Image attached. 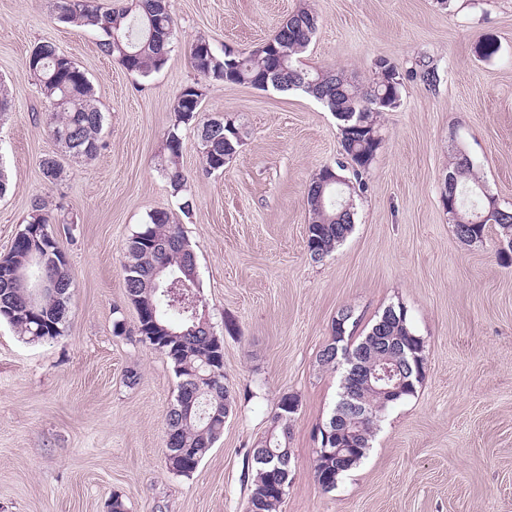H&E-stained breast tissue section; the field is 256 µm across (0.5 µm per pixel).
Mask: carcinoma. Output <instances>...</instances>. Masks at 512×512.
Here are the masks:
<instances>
[{"instance_id":"1","label":"carcinoma","mask_w":512,"mask_h":512,"mask_svg":"<svg viewBox=\"0 0 512 512\" xmlns=\"http://www.w3.org/2000/svg\"><path fill=\"white\" fill-rule=\"evenodd\" d=\"M158 0H136L130 8H103L85 0H57V20L78 27H89L99 36V49L126 70L148 77L161 70L168 61L176 32V20ZM319 16L311 9H302L290 16L277 29L276 46L282 51L283 66L274 74L280 91L301 90L320 101L339 121L340 144L344 160L336 162L339 170L344 161L353 165V175L361 178L372 164L381 143L377 117L397 108L401 101L402 77L390 82L377 77L371 85L359 86L342 72L310 71L299 66V56L305 52L318 27ZM193 68L205 79L217 83L249 84L257 89L270 70L265 54L254 51L231 55L218 53L209 40L199 37L191 46ZM27 72L41 86L52 110L45 113L49 134L65 152L77 159L92 160L101 149L99 134L104 116L94 103V92L84 71L51 42L34 47L27 60ZM203 87L199 83L185 85L175 98L171 112L172 129L168 132L165 174L174 193L186 187L180 167L183 138L180 127L194 125L202 147V170L206 174L224 171V159H232L242 146V138L224 141V123L200 118ZM46 180L61 179L64 168L54 156L41 161ZM328 167L319 170L309 184L306 203L310 214L307 227V249L310 257L320 261L330 255L349 235L354 224V207L350 191H339V185L325 182ZM448 191L455 192L458 216H448L457 239L464 244L485 238L487 226L495 224L500 236H512V210L504 209L488 193L480 189L473 164L463 152L456 154L448 169ZM54 217L41 201L31 207L24 228L15 237L9 252L0 257V318L11 324L19 335L31 342L53 339L63 332L67 323L71 278L68 264L41 267L32 261L25 245L27 234L34 229H48ZM193 249L180 225L173 223L165 210H156L149 222L132 235L126 245L123 265L127 296L134 306H145L156 314L157 326L147 329L137 326L142 340L157 348L174 365L180 379L176 403L167 415V430L172 432L166 448H183L186 454L165 456L167 468L189 477L224 432V420L230 411L232 394L225 382L224 365L214 363L224 353L223 341L202 324L204 309L200 308L198 282H188L183 288L172 282V272L182 266L193 269ZM23 270L33 283L48 278L60 284V291L46 297L38 312L21 317L15 309L27 303L28 294L20 288L7 286L4 273ZM390 306L371 325L358 343L351 342L347 328L357 326L352 317L341 330H335L332 342L319 354L324 367L336 364V347L350 354H359L366 362L384 366L402 363L396 350L380 347V336H390L403 348L418 347L417 338L407 318L394 319ZM420 380L399 398H389L372 389L360 390L371 409L373 419L363 425L358 437V451L341 468H336V456H316L314 474L325 491L336 486L338 477L366 457L379 414L389 406L414 395ZM281 398L275 420L279 434L267 439L265 454L252 452L255 473L250 482L247 512H278L289 485L290 451L287 446L290 425Z\"/></svg>"}]
</instances>
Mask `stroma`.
Returning <instances> with one entry per match:
<instances>
[{
    "instance_id": "stroma-1",
    "label": "stroma",
    "mask_w": 512,
    "mask_h": 512,
    "mask_svg": "<svg viewBox=\"0 0 512 512\" xmlns=\"http://www.w3.org/2000/svg\"><path fill=\"white\" fill-rule=\"evenodd\" d=\"M54 2L0 0V93L12 102L0 116L9 181L0 256L40 199L72 278L61 336L29 342L0 320V512H110L116 495L127 512H246L251 451L277 434L286 395L298 410L278 512H512V262L497 254V225L463 244L441 202L462 151L512 209V0H170V57L146 78L102 54L94 30L58 22ZM304 7L320 24L303 68H338L369 85L383 58L404 77L399 107L379 116L382 143L353 197V229L320 261L306 248V191L341 146L335 116L314 98L207 83L202 117L233 120L242 147L206 175L197 135L184 130L187 215L162 170L173 99L200 79L191 44L203 36L215 50L247 51ZM45 41L85 71L106 115L93 160L75 161L45 128L48 101L26 70ZM48 155L66 171L55 184L40 169ZM160 209L194 249L234 396L223 435L189 477L165 464L178 379L141 341L122 272L127 241ZM390 305L424 343L425 377L381 413L360 465L323 491L316 434L343 371L318 355L342 308L362 336Z\"/></svg>"
}]
</instances>
